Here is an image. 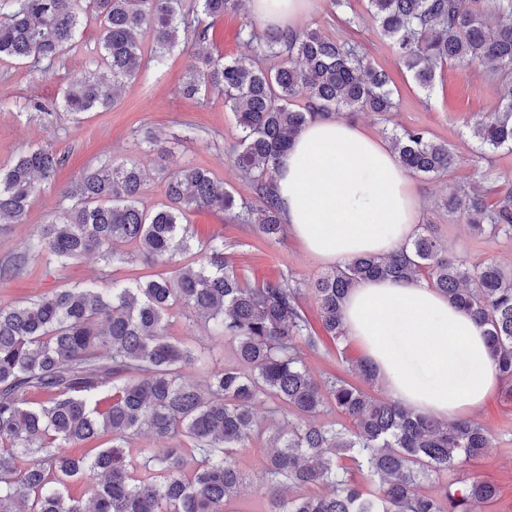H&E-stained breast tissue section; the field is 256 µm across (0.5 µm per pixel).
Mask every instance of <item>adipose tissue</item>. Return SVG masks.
Wrapping results in <instances>:
<instances>
[{"instance_id": "obj_1", "label": "adipose tissue", "mask_w": 512, "mask_h": 512, "mask_svg": "<svg viewBox=\"0 0 512 512\" xmlns=\"http://www.w3.org/2000/svg\"><path fill=\"white\" fill-rule=\"evenodd\" d=\"M310 0H249L264 25L298 29ZM283 221L313 256L342 264L387 255L416 233L414 185L383 141L358 125H307L281 157ZM342 321L387 393L438 420L473 415L498 384L483 331L428 283L368 279L348 294Z\"/></svg>"}]
</instances>
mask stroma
Segmentation results:
<instances>
[{
    "mask_svg": "<svg viewBox=\"0 0 512 512\" xmlns=\"http://www.w3.org/2000/svg\"><path fill=\"white\" fill-rule=\"evenodd\" d=\"M351 8L359 16L353 27L344 23V11L336 9L332 0H314L304 24L320 29L329 38L358 42L374 65L391 77L397 111L386 122L376 115L362 114L356 117V124L380 139L391 126L420 127L447 142L458 157L455 166L444 175L412 178L421 223L435 225L438 238L454 260L467 265L490 261L512 265V237L477 234L463 217L449 213L443 205L452 187L474 183L483 186L489 204L512 188V151L479 154L470 129L475 117L496 109L512 91V83L492 76L489 69L478 65L463 68L450 64L444 66L434 88L423 91L401 67L389 43L379 36L367 12L366 0H351ZM244 24L257 31L262 28L249 9L226 14L209 31L207 46L211 53L227 59L247 57L266 68L278 66L277 58L255 55L239 39L238 32ZM99 37L97 23L84 22L76 44L45 73L9 59L0 60V165L8 164L24 150L46 144L65 157L55 183L35 198L24 222L0 226V265L16 261L38 226L52 212L68 207L63 188L87 167L104 159H132L140 164L146 172L140 204L146 208L161 201L164 178L174 160L207 169L223 180L237 198L246 202L253 199L250 180L231 160L238 131L223 97L211 94L188 99L181 92L182 80L193 63L190 50L175 48L164 65L150 66L138 79L126 83L109 110L87 113L77 121L57 108L63 90L94 69ZM35 100L51 105V115L34 111L31 103ZM189 123L195 127L191 140L183 137ZM151 134L164 142L172 160L162 159L149 148L145 139ZM189 222L199 239L221 234L238 240L234 259L252 285L283 277L307 286L331 267L330 262L309 254L295 237L286 234L280 241L270 243L239 229L223 213L196 211L190 214ZM152 272V267L143 262L108 265L94 255L64 268L32 259L11 277L0 279V306L15 305L56 288L97 284L104 279L133 282ZM362 355L356 341L338 345L327 338L320 351L306 352L305 361L314 377L320 379L331 373L347 374V360ZM474 419L493 435L492 446L477 458L461 461L447 477H432L423 489L435 492L444 481L456 488L473 480L488 481L496 485L499 495L481 512H512V389L499 385Z\"/></svg>",
    "mask_w": 512,
    "mask_h": 512,
    "instance_id": "1",
    "label": "stroma"
}]
</instances>
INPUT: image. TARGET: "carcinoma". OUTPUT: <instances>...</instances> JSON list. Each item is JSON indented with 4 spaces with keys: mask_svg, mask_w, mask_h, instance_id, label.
Returning <instances> with one entry per match:
<instances>
[{
    "mask_svg": "<svg viewBox=\"0 0 512 512\" xmlns=\"http://www.w3.org/2000/svg\"><path fill=\"white\" fill-rule=\"evenodd\" d=\"M0 0V59L47 72L75 44L83 13L99 20L100 61L63 92L77 119L115 103L120 86L178 45L198 46L182 82L191 98L215 91L240 132L233 156L249 176L255 201L238 202L224 182L189 164L168 173L165 202L140 206L144 174L132 161H103L63 192L71 205L50 215L26 254L62 268L87 255L106 263L138 260L165 271L131 284L59 288L0 307V512H233L228 508L249 475L242 453L265 433L254 409L272 404L278 420L271 451L256 472L263 512H477L497 488L473 480L430 495L421 480L445 474L460 459L480 455L491 436L471 420L444 422L414 414L349 381L316 380L303 351L323 342L303 307L311 296L325 335L346 341L341 309L363 279L431 285L484 328L492 366L512 389V269L492 262L467 266L448 259L424 224L392 255L362 254L332 267L313 285L282 280L248 285L238 273L236 241L195 242L187 215L201 209L232 213L268 241L280 239L275 194L277 158L321 117L341 112L385 115L396 109L386 73L358 46L318 29L239 38L281 65L261 69L202 48L213 21L237 12L243 0ZM378 32L417 85L430 90L449 64L486 65L512 77V0H368ZM150 30L144 55L140 36ZM296 98L305 100L292 108ZM483 150H512V95L472 125ZM401 166L437 176L456 164L448 145L422 128L389 135ZM65 158L50 146L25 150L0 167V224H20L43 185ZM446 207L473 230L512 236V190L496 206L474 190L452 191ZM133 249L127 250L125 246ZM193 262L180 263L185 255ZM207 325L211 344L193 347L170 332ZM229 342L236 364L210 366L215 345ZM198 366L203 380L183 378ZM45 398L32 404L27 395ZM147 433L159 448L129 451ZM110 444L72 456L64 446ZM84 483L89 497L68 492Z\"/></svg>",
    "mask_w": 512,
    "mask_h": 512,
    "instance_id": "1",
    "label": "carcinoma"
}]
</instances>
